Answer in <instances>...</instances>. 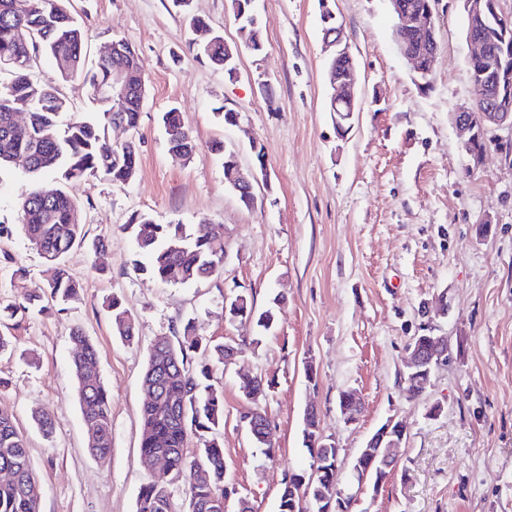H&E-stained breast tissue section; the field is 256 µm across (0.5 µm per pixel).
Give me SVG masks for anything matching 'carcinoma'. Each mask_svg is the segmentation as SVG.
Wrapping results in <instances>:
<instances>
[{
  "label": "carcinoma",
  "mask_w": 512,
  "mask_h": 512,
  "mask_svg": "<svg viewBox=\"0 0 512 512\" xmlns=\"http://www.w3.org/2000/svg\"><path fill=\"white\" fill-rule=\"evenodd\" d=\"M71 16L69 0H29V8L18 7L17 0H0V52L36 62L39 55L51 57L61 78L79 79L102 112L103 121L90 123L72 120L64 134L58 126L67 111V101L58 89L30 78V67L11 70L12 78L0 83V168L24 155L30 158L29 173L39 175L54 172L69 185L87 174L101 173L110 180L124 184L134 175L138 164L137 138L139 118L143 110L145 89L136 86L126 110L116 114L106 108L102 89L115 82L119 68L106 60L86 64L85 33L80 25L68 22ZM501 11L491 7L482 15L465 19L466 30L482 37L488 51L500 59L505 69L512 68V26L500 23ZM190 27L196 38L200 57L233 76L236 67L224 62V36L214 34L206 22L192 18ZM245 45L259 54L264 49L262 24L253 21L242 35ZM473 93L479 98L483 91L495 85L499 70L486 68L481 61L470 64ZM25 109L26 123L19 125L13 113ZM167 136L168 150L173 156L191 160L198 155V144L187 128L182 114L172 108L160 117ZM121 122L130 133L128 140L113 144L106 137L108 127ZM211 151L223 155L224 182L235 191L238 181V160L233 151L222 143H214ZM21 228L43 257L54 265L49 282L51 297L66 302L79 293L80 284L61 264L62 257L77 243L85 240L84 225L79 223L77 204L60 188L46 197L42 191H30L20 204ZM125 228L132 231L137 255L133 268L167 284H192L219 278L223 274L224 244L212 236L206 224L198 225L194 235L185 233L182 224H157L148 214H135ZM227 321L230 324H254L265 332L277 323L273 309L258 311L244 294L229 299ZM114 311L115 335L128 344L136 339L134 321L119 310L117 299L109 300ZM72 339L79 344L72 360L76 394L84 421L94 430L88 439L89 453L104 460L112 448L111 396L97 366L94 345L76 328ZM199 362H194L196 356ZM229 354L224 341L206 339L197 333L190 320L174 329V336L163 338L149 348L142 385L156 386L153 399L141 408V453L157 452L171 455L172 474L152 475L140 488L135 512H172L169 485L172 478L182 476L188 484V512H221L224 499L231 489L224 482V441L218 434L224 426V397L214 385L216 369L224 365ZM272 382L243 374L240 389L244 396L265 399ZM186 394L184 403L169 405L168 394ZM302 443L309 451L312 463L330 459L336 463L335 448H315L313 438L321 437L318 413L303 415ZM201 442L193 455H183L189 435ZM0 512H39V488L33 473L27 441L17 428L14 418L0 411ZM341 480L336 472L328 479L313 483L307 501L340 498Z\"/></svg>",
  "instance_id": "cac0c4a2"
}]
</instances>
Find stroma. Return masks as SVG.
Instances as JSON below:
<instances>
[{
  "label": "stroma",
  "instance_id": "obj_1",
  "mask_svg": "<svg viewBox=\"0 0 512 512\" xmlns=\"http://www.w3.org/2000/svg\"><path fill=\"white\" fill-rule=\"evenodd\" d=\"M256 4L259 56L243 47L231 0H188L184 8L173 0H70L88 61L112 40L127 41L147 96L132 179L119 185L87 175L72 188L88 238L106 244L95 257L84 245L64 255L78 296L61 309L0 320V335L12 341L0 354V410L14 415L28 441L40 512H135L150 475L140 450L148 348L190 318L201 336L245 345L216 377L226 482L254 512H278L284 473L309 467L301 430L310 405L338 446L343 474L388 418L407 425L394 475L378 494L356 493L352 512H512V166L498 149L512 141V128L491 133L480 162L460 146L453 112L471 100L472 81L459 0L434 2L439 48L424 92L396 50L388 0H333L361 77V109L342 135L326 109L332 50L318 0ZM194 16L238 47L235 77L190 47ZM31 77L58 86L69 117L96 115L50 57L38 58ZM219 107L237 112L236 126L216 119ZM172 108L202 149L193 160L168 151L159 117ZM254 139L268 167L248 208L225 187L223 157L209 147L235 148L247 167ZM59 185L20 161L0 170V224L14 227L0 238L1 305L48 291L52 265L18 228V208L34 187ZM136 213L191 231L207 222L224 244L221 278L171 285L134 271L126 225ZM238 293L260 311L283 294L276 328L260 338L253 326L228 323L224 299ZM442 296L451 306L445 315L437 311ZM112 297L134 320L137 342L114 336ZM77 326L94 343L112 395V450L103 461L87 450L72 376ZM428 329L447 338L449 360L415 397L403 381L406 345ZM244 373L273 382L261 403L269 458L240 423ZM344 391L361 402L352 424L338 409ZM41 411L52 416L51 436L34 424Z\"/></svg>",
  "mask_w": 512,
  "mask_h": 512
}]
</instances>
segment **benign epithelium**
<instances>
[{
    "mask_svg": "<svg viewBox=\"0 0 512 512\" xmlns=\"http://www.w3.org/2000/svg\"><path fill=\"white\" fill-rule=\"evenodd\" d=\"M394 14V39L397 50L402 58L414 65L415 74L422 76L427 72L419 67L423 57H434L438 51L437 40L434 35L432 11H414L403 7L397 0H390ZM469 48V59H482L488 65L495 66L494 58L487 56L485 41L472 34L466 35ZM144 81L143 74L134 77L128 75L119 89L108 88L106 93L109 99L117 98L120 101L118 111H125L128 102L127 96L130 84L135 81ZM330 98L334 111L344 107L347 111L346 119H351L359 111L360 96L358 95V75L356 67H351L345 76L330 77ZM489 105L480 109L475 103H466L458 106L453 114L454 125L461 138L462 149L479 161L482 155L471 152L472 144L478 139H485L488 134L499 127L507 125L512 128V71L508 70L500 75L496 87L486 92ZM446 337L428 335L423 344L410 348L406 357L407 376L413 384L427 386L430 383L434 367L444 361V344ZM407 426L393 418L388 419L367 440L361 455L373 459L378 457L385 461L398 458V448L406 434Z\"/></svg>",
    "mask_w": 512,
    "mask_h": 512,
    "instance_id": "benign-epithelium-1",
    "label": "benign epithelium"
}]
</instances>
